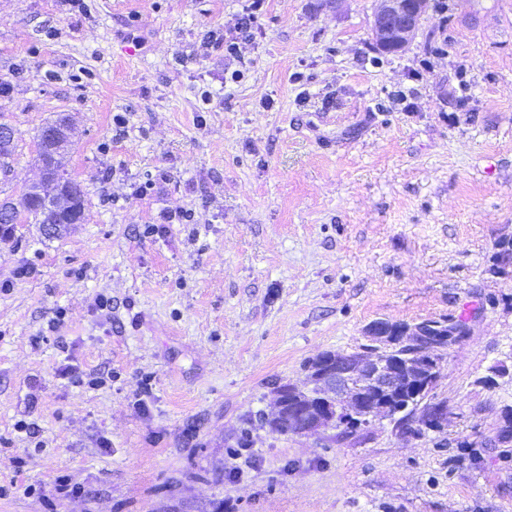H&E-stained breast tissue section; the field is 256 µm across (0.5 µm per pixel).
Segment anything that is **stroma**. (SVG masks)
Listing matches in <instances>:
<instances>
[{
  "instance_id": "stroma-1",
  "label": "stroma",
  "mask_w": 512,
  "mask_h": 512,
  "mask_svg": "<svg viewBox=\"0 0 512 512\" xmlns=\"http://www.w3.org/2000/svg\"><path fill=\"white\" fill-rule=\"evenodd\" d=\"M249 3L0 0V193L68 114L85 198L0 239V512H512V0L386 55L373 0ZM448 315L446 426L265 424L368 323Z\"/></svg>"
}]
</instances>
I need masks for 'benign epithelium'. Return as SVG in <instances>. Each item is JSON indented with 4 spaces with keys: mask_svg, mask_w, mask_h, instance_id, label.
<instances>
[{
    "mask_svg": "<svg viewBox=\"0 0 512 512\" xmlns=\"http://www.w3.org/2000/svg\"><path fill=\"white\" fill-rule=\"evenodd\" d=\"M426 12V0H376L370 33L382 50L403 51L415 37ZM71 144V126L62 117L43 126L39 137V180L26 190L30 201H39L46 210L68 199L67 210L78 208L72 183L61 166V158ZM20 221V212L7 198L0 200V237L11 235ZM468 322L449 316L437 323H395L367 325V349L343 364L320 361L311 369V382L318 392L310 398L307 410L310 423L299 424L298 431L308 433L326 425L332 411L338 409L343 421L359 419L369 426L382 419L395 421L416 399L433 388L442 371L441 357L447 349L470 334ZM421 347L415 385H406L412 364L390 353L393 346ZM425 427L438 429L448 421V405L439 402L416 409Z\"/></svg>",
    "mask_w": 512,
    "mask_h": 512,
    "instance_id": "obj_1",
    "label": "benign epithelium"
}]
</instances>
